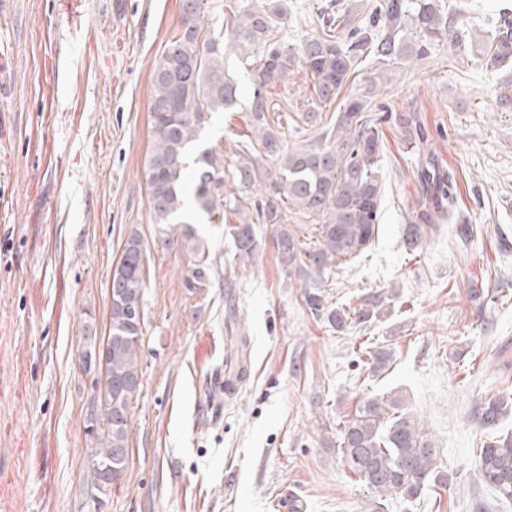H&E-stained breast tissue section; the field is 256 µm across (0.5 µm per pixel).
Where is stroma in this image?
Here are the masks:
<instances>
[{
	"mask_svg": "<svg viewBox=\"0 0 512 512\" xmlns=\"http://www.w3.org/2000/svg\"><path fill=\"white\" fill-rule=\"evenodd\" d=\"M378 0H288L281 32L298 43L337 15L369 25ZM179 0H7L0 52L11 94L0 100V512H89L84 418L98 392L78 364L83 323L106 327L109 282L124 241L146 249L141 390L126 473L106 512H362L367 491L336 448V427L366 397L402 392L434 437L448 474L409 509L512 512L480 482L474 451L487 435L479 398L512 394V112L495 89L512 70L441 55L382 89L378 235L335 269L333 307L393 288L391 314L339 333L307 308L270 225L252 260H237L223 223L195 230L219 273L186 288L193 259L156 243L148 204L154 66L174 37ZM201 136L232 164L250 133L252 86ZM313 80L294 65L271 87V112L307 111ZM428 128L457 182L456 211L476 232L427 230L408 255L403 229L419 188L402 117ZM484 295L472 298L473 283ZM389 344L374 375L360 345Z\"/></svg>",
	"mask_w": 512,
	"mask_h": 512,
	"instance_id": "35a3bbf8",
	"label": "stroma"
}]
</instances>
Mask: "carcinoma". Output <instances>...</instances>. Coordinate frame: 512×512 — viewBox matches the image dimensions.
Returning <instances> with one entry per match:
<instances>
[{
    "label": "carcinoma",
    "instance_id": "1",
    "mask_svg": "<svg viewBox=\"0 0 512 512\" xmlns=\"http://www.w3.org/2000/svg\"><path fill=\"white\" fill-rule=\"evenodd\" d=\"M211 0H180L178 30L158 59L152 81L150 117L152 147L147 159L149 211L161 245H177L194 256L190 286L209 283L213 260L196 236V216L226 218L240 262L253 259L258 248L255 225L275 230L279 263L304 288L311 314L338 332L380 321L391 313L394 289L362 295L358 307L324 306L321 288L333 276L340 258L363 254L377 235L384 190L379 169L382 138L373 100L391 82V69L414 59L423 61L438 47L448 55L471 58L487 69L512 65V8L501 7L488 18L479 40L469 37V12L446 0H379L378 30L357 26L342 36L327 27L290 44L277 36L288 16V0H237L229 6L227 34L205 27ZM233 56L249 68L253 91L249 101L253 139L233 147L236 157L224 193V158L211 149L193 155L200 134L216 112L238 104V81L226 68ZM380 64L363 86L341 95L362 60ZM310 72L317 96L315 109L300 113L293 131L300 135L321 122L318 109L336 105L333 123L315 136L291 145L268 119L266 86L285 79L295 63ZM408 144L417 154L416 176L422 202L405 225L403 247L410 255L423 245L425 227L456 218V182L431 152L429 133L417 117L404 118ZM298 224L288 223L289 214ZM145 249L138 234L124 243L112 270L111 309L107 331L101 423L88 434L85 467L88 491L107 474L123 478L129 464L132 404L140 391L143 346V268ZM371 371L379 373L393 360L388 347L368 352ZM512 407V399L493 395L476 408L479 425L494 431ZM336 448L370 498L362 512H385L392 503H413L425 487L448 480L441 470L432 435L405 411L396 391L364 399L336 429ZM483 482L503 501L512 503V432L490 435L476 452Z\"/></svg>",
    "mask_w": 512,
    "mask_h": 512
}]
</instances>
